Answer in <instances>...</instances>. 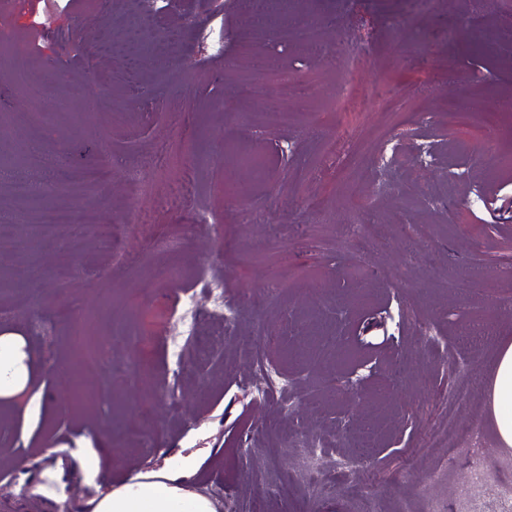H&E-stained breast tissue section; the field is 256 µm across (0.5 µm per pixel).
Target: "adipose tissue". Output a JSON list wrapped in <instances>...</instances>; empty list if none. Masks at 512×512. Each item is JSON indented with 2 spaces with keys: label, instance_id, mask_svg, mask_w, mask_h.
I'll list each match as a JSON object with an SVG mask.
<instances>
[{
  "label": "adipose tissue",
  "instance_id": "adipose-tissue-1",
  "mask_svg": "<svg viewBox=\"0 0 512 512\" xmlns=\"http://www.w3.org/2000/svg\"><path fill=\"white\" fill-rule=\"evenodd\" d=\"M31 366L17 341L0 336V396L27 390ZM487 421L497 448L512 449V338L504 339L485 391ZM91 512H216L213 501L184 484L167 469L108 487L92 502Z\"/></svg>",
  "mask_w": 512,
  "mask_h": 512
}]
</instances>
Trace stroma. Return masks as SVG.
I'll list each match as a JSON object with an SVG mask.
<instances>
[{
    "mask_svg": "<svg viewBox=\"0 0 512 512\" xmlns=\"http://www.w3.org/2000/svg\"><path fill=\"white\" fill-rule=\"evenodd\" d=\"M134 0H0V157L28 145L19 177L41 183V203L83 207L112 227L53 232L31 248L0 250V336L35 362L25 395L0 398V512H86L116 485L160 468L184 469L217 512H461L474 464L485 485L471 512H500L512 490V451L491 433L449 439L484 405L497 346L457 343L483 315L512 336V112H465L460 96H512V59L494 54L512 35L503 0H290L262 52L284 73L228 70L256 21L249 0H223L199 22L197 0H153V27L175 45L125 49ZM468 21L475 41L436 35ZM78 30L93 73L68 67L71 49L50 30ZM345 111L332 101L345 88ZM103 108L88 113L89 101ZM53 107L54 122L38 116ZM288 109L289 123L269 120ZM419 131L428 167L383 168V142ZM190 146L183 157L180 145ZM466 163L467 180L454 178ZM70 194L59 171L83 182ZM138 183H130L129 170ZM385 179L389 191L359 206ZM381 224L378 236L346 227ZM222 278L238 310L232 329L202 306L181 357L163 339L200 275ZM41 303H33L36 293ZM335 330L357 363L296 361ZM111 349L82 382L60 374L100 338ZM293 381L291 402H256L255 353ZM179 388L155 393L156 376ZM364 394L327 390L331 377ZM266 434L244 441L252 425ZM370 459L352 452L364 433ZM324 449L307 479L299 441ZM286 485L279 495L275 486Z\"/></svg>",
    "mask_w": 512,
    "mask_h": 512,
    "instance_id": "stroma-1",
    "label": "stroma"
}]
</instances>
